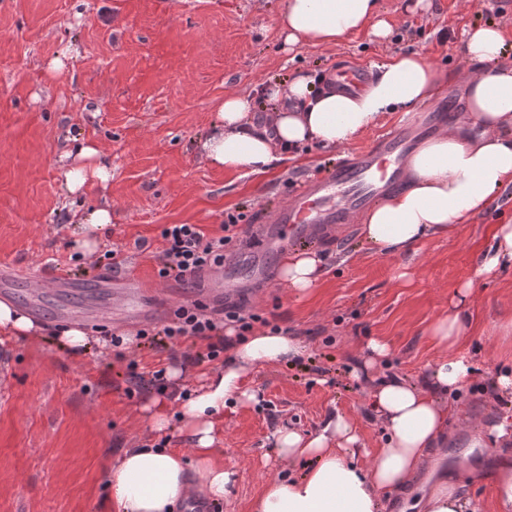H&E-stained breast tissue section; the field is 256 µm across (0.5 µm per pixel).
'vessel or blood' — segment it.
Wrapping results in <instances>:
<instances>
[{
    "label": "vessel or blood",
    "instance_id": "obj_1",
    "mask_svg": "<svg viewBox=\"0 0 512 512\" xmlns=\"http://www.w3.org/2000/svg\"><path fill=\"white\" fill-rule=\"evenodd\" d=\"M372 76L367 67L346 66L335 69L332 79L338 91L356 93ZM422 133L421 127L404 124L376 137L368 148L311 178L275 211L258 217L254 238L259 249L248 254L252 283L266 280L271 258L289 245L333 235L376 201L402 189L405 160ZM103 286L112 297L113 316L141 324L154 321L171 303L170 297L140 280H107ZM242 288V283L225 277L212 281L204 298L219 304Z\"/></svg>",
    "mask_w": 512,
    "mask_h": 512
}]
</instances>
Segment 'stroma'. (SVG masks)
Masks as SVG:
<instances>
[{"mask_svg": "<svg viewBox=\"0 0 512 512\" xmlns=\"http://www.w3.org/2000/svg\"><path fill=\"white\" fill-rule=\"evenodd\" d=\"M284 3L0 0V265L16 270L0 301L43 328L38 339L0 341V512H109L105 469L118 449L154 437L175 450L184 446L177 431L154 433L142 411L154 372L182 367L190 392L215 368L200 338L154 349L139 341L120 356L94 349L73 359L53 343L72 325L64 308L92 310L83 328L102 342L137 332L111 319L100 282L133 273L163 288L156 272L162 225L197 224L216 235L228 212L252 224L344 155L313 146L264 174L214 167L198 142L216 99L343 65L374 69L405 50L442 69L443 91L462 95L479 71L463 59L464 34L489 22L502 29L512 56V12L493 0H432L416 13L408 0H380L394 29L387 42L363 30L334 46L296 48L277 26ZM57 57L65 66L49 75L46 65ZM70 132L101 144L112 163L108 187L83 195L85 205L112 209L103 249L90 257L79 254L60 190ZM510 222L512 196L504 192L473 223L426 241L405 282L394 277L397 259L363 242L355 225L315 244L323 270L311 296H291L276 262L267 284L240 294L237 305L275 319L307 350L293 363L250 373L246 384L257 401L225 412L217 457L238 470L239 482L232 501L214 503V512H250L269 474L304 472V463L278 461L271 440L277 427L312 433L341 413L355 421L369 451L381 448L384 428L368 409L365 381L352 372L356 354L370 339L387 341L391 352L377 374L423 383L440 355L428 328L466 284L471 327L458 349L475 363L478 379L452 400L441 451L416 473L412 489L427 493L449 478L479 512H496L495 478L512 468V442L493 443L489 430L512 413V397L498 396L490 382L512 369V343L501 345L494 329L512 320V268L485 281L475 280L474 269L493 225ZM108 251L119 263L112 272ZM61 278L69 287H57ZM132 360L141 376L135 385L127 374Z\"/></svg>", "mask_w": 512, "mask_h": 512, "instance_id": "stroma-1", "label": "stroma"}]
</instances>
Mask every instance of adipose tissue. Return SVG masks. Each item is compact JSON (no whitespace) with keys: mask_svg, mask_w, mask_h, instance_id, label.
I'll return each mask as SVG.
<instances>
[{"mask_svg":"<svg viewBox=\"0 0 512 512\" xmlns=\"http://www.w3.org/2000/svg\"><path fill=\"white\" fill-rule=\"evenodd\" d=\"M278 27L288 46H331L361 30L388 39L390 24L379 0H286ZM501 29L493 24L467 31L463 54L472 63L497 62V69L467 80L468 111L463 123L441 130L408 158L407 186L386 196L360 220L363 239L384 255H417L431 237L470 223L501 191L512 185V66L500 65ZM443 82L442 73L417 52H401L378 68L354 94L315 87L308 77L289 84L262 85L254 94L230 92L213 105L216 118L199 142L207 161L218 168L261 174L284 155L314 143L342 148L371 131L382 113L409 112L429 99ZM273 102L262 124H255L258 99ZM63 195L70 200L76 236L94 254L112 222L106 207L78 204L87 184L107 186L112 165L82 137L68 139ZM315 251L289 253L279 278L292 294L309 295L318 283ZM512 267V224L494 228L493 242L479 258L476 279ZM470 329L464 304L453 302L448 314L429 329L441 355L422 385L383 378L368 389V406L384 424L388 438L369 454L352 418L335 414L313 434L286 426L272 434L283 462L309 460L297 477L268 481L252 512H380L384 493L405 485L429 460L448 424L447 398L474 379L473 362L457 349ZM299 338L266 333L235 345L223 368L204 377L193 394L168 400L151 394L144 406L153 429L177 425L190 453L150 446L123 448L107 473L112 512H172L176 502L228 499L235 472L214 456L224 432V410L256 398L245 389L246 375L261 366L290 363L304 354Z\"/></svg>","mask_w":512,"mask_h":512,"instance_id":"adipose-tissue-1","label":"adipose tissue"}]
</instances>
